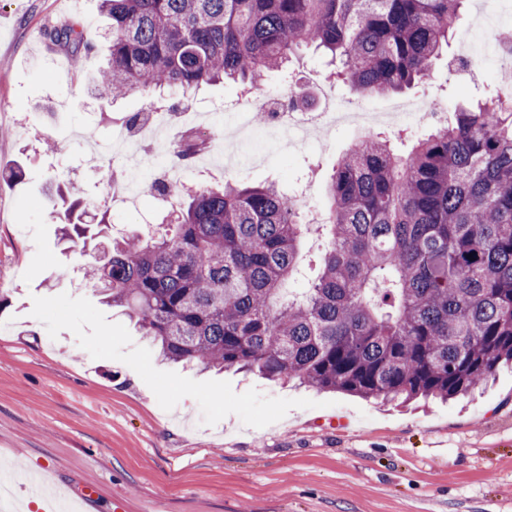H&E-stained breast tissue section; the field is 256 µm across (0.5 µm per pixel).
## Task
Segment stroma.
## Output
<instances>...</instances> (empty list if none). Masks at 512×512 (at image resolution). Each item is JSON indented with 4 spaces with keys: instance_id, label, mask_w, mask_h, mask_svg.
<instances>
[{
    "instance_id": "obj_1",
    "label": "stroma",
    "mask_w": 512,
    "mask_h": 512,
    "mask_svg": "<svg viewBox=\"0 0 512 512\" xmlns=\"http://www.w3.org/2000/svg\"><path fill=\"white\" fill-rule=\"evenodd\" d=\"M77 22L94 53L47 45L44 26ZM100 0H0V459L22 473L48 466L59 483L94 486L95 512H512V369L450 404L385 405L352 394L274 385L233 368L216 373L161 361L120 308L83 277L84 251L61 238L71 215L59 187L80 189L84 222L108 210L110 233L161 231L168 200L141 188L136 208H104L124 166H94L91 145L156 105L170 149L181 131L178 95L134 92L107 101L93 89L108 56ZM456 41L434 63L435 85L373 99H488L490 73H449ZM292 80L307 111L322 110L324 60L306 51ZM239 85L204 87L192 100L206 129L224 124ZM321 150L265 143L259 161L226 172L224 141L182 166L185 183L227 177L259 185L312 181L318 208L349 128L322 133Z\"/></svg>"
}]
</instances>
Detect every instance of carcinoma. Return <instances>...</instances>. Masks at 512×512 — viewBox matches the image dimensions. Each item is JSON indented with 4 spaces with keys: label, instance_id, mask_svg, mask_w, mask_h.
Instances as JSON below:
<instances>
[{
    "label": "carcinoma",
    "instance_id": "cac0c4a2",
    "mask_svg": "<svg viewBox=\"0 0 512 512\" xmlns=\"http://www.w3.org/2000/svg\"><path fill=\"white\" fill-rule=\"evenodd\" d=\"M466 0H101L109 59L97 90H251L320 50L356 93L432 70ZM94 49L76 22L44 28ZM164 232L109 237L84 277L174 362L256 370L386 402L471 394L512 364V108L462 106L404 152L352 144L327 185L325 245L288 288L308 232L277 183L170 191Z\"/></svg>",
    "mask_w": 512,
    "mask_h": 512
}]
</instances>
